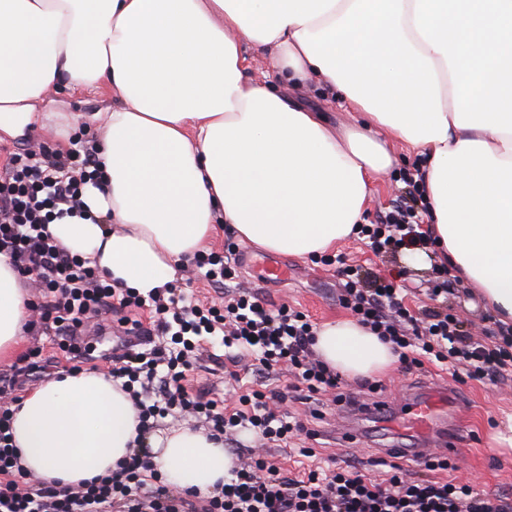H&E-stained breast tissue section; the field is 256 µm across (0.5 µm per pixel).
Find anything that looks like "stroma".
Wrapping results in <instances>:
<instances>
[{
  "mask_svg": "<svg viewBox=\"0 0 512 512\" xmlns=\"http://www.w3.org/2000/svg\"><path fill=\"white\" fill-rule=\"evenodd\" d=\"M275 88L289 97L300 96L307 105L323 112L333 125L345 124L350 119L340 100L335 99L333 93L325 88L311 85L295 90L283 81L276 82ZM396 152L399 156L397 168L377 183L364 215L365 223H376L380 215L390 210L394 200L402 193L403 183L398 179L400 171L412 168L419 161L418 155L405 146H397ZM336 250L345 256L348 264L359 274H379L396 281H407L415 287L418 298H425L429 288L437 284L433 266L410 264L406 251L377 257L356 237L337 245ZM238 255L244 260L241 268L242 284L270 306L289 305L305 313L318 326L350 319V312L337 301L342 277L335 267L312 261L308 257H277L246 244L239 245ZM273 259L288 266L291 271L288 281L269 282L260 279L259 266ZM232 367L239 373V379L235 382L225 377L226 370ZM444 377V372L435 369L405 372L397 367L381 375L382 395L394 399L396 414L402 417L409 410L407 397L412 388L440 381ZM190 378L195 389L223 399L229 407L237 406L243 394L257 389L282 392L291 382L287 370L282 366L270 372H259L249 358L239 365H232L227 350L218 342L209 345ZM456 390L460 395L459 416L468 426L463 438L468 453L456 469L444 471V478L470 484L489 495L512 493V449L497 448L493 441L494 435L502 430L508 416L512 415V373L492 380L460 384ZM283 408L302 419L308 428L314 429L315 438L295 439L276 446L262 444L259 438L245 432L239 434V441L246 448L259 451L282 472L291 475L316 467L328 470L334 463L348 460L367 463V471L372 477L384 476L386 469L378 464L382 441L379 429L373 422L362 424L367 435L364 443L352 447L340 446L336 432L344 425L345 411L337 404L335 393L323 394L309 404L289 400L284 402ZM314 408L319 411L315 418L310 415ZM306 448L311 449V456H303L302 451Z\"/></svg>",
  "mask_w": 512,
  "mask_h": 512,
  "instance_id": "obj_1",
  "label": "stroma"
}]
</instances>
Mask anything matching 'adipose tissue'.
<instances>
[{
  "instance_id": "1",
  "label": "adipose tissue",
  "mask_w": 512,
  "mask_h": 512,
  "mask_svg": "<svg viewBox=\"0 0 512 512\" xmlns=\"http://www.w3.org/2000/svg\"><path fill=\"white\" fill-rule=\"evenodd\" d=\"M272 72L337 91L355 114L334 128L248 77ZM108 90L94 113L101 175L49 230L140 294L230 226L284 256L334 248L363 220L394 142L423 158L439 256L512 322V0H0V141L78 118L60 94ZM28 295L0 254V362L21 341ZM315 350L348 377L396 362L360 324L322 325ZM130 397L99 370H63L12 420L32 476L75 488L133 448L174 489L230 478L223 442L182 425L138 433Z\"/></svg>"
}]
</instances>
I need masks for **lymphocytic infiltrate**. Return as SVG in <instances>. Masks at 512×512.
<instances>
[{"label":"lymphocytic infiltrate","mask_w":512,"mask_h":512,"mask_svg":"<svg viewBox=\"0 0 512 512\" xmlns=\"http://www.w3.org/2000/svg\"><path fill=\"white\" fill-rule=\"evenodd\" d=\"M96 159L91 147L65 152L9 153L0 179V253L10 256L23 281L39 286L32 307L39 321L28 329L52 337L69 360L93 356L86 340L90 317L118 314L125 334L154 339L152 348L127 349L113 356L109 371L139 410L140 427L180 411L205 419L220 437L250 430L270 442H284L303 432L268 406L260 390L241 396L239 408L194 391L188 371L206 353L207 339L220 337L225 348L249 349L259 365L287 364L298 399L337 388L340 374L314 358L316 330L302 312L268 307L250 294L226 296L203 306L185 288L173 286L143 296L112 285L90 260L61 247L48 226L60 206L79 207L81 187L93 180ZM401 179L406 192L391 212L375 224L358 225L375 256L401 249L432 251L435 240L417 211L424 186L411 171ZM406 285L380 276L349 275L339 297L357 322L388 341L404 369L432 364L451 367L458 383L512 372V326L494 323L484 340L462 330V322L440 303L431 289L428 305L410 308ZM41 348H33L24 365L0 373V512H512V494L488 496L471 485L436 478L449 469L444 460L425 462L424 477L405 478L391 465L385 478L367 474L352 462L327 474L317 469L298 476L254 459L237 464L230 482L204 496L196 489H170L140 451L121 461L112 473L92 478L76 490L33 483L19 464L13 445L11 404L4 396L41 372Z\"/></svg>","instance_id":"lymphocytic-infiltrate-1"}]
</instances>
